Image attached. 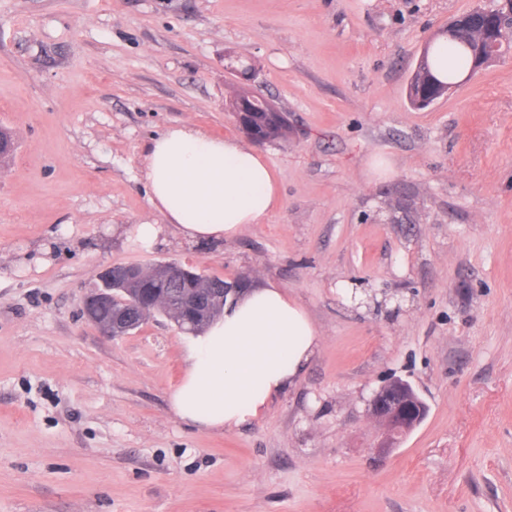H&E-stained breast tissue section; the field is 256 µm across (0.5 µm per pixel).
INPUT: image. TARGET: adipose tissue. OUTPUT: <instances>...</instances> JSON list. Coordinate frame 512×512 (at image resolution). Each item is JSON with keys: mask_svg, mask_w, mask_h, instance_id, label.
<instances>
[{"mask_svg": "<svg viewBox=\"0 0 512 512\" xmlns=\"http://www.w3.org/2000/svg\"><path fill=\"white\" fill-rule=\"evenodd\" d=\"M151 202L164 218L137 224L152 247L164 230L192 242L234 238L279 205L278 179L263 154L238 138L214 137L181 123L145 155ZM319 347L308 312L274 285L245 290L201 333L183 338L184 370L169 394L173 412L202 430L251 422L293 386Z\"/></svg>", "mask_w": 512, "mask_h": 512, "instance_id": "adipose-tissue-1", "label": "adipose tissue"}]
</instances>
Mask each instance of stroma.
<instances>
[{"mask_svg":"<svg viewBox=\"0 0 512 512\" xmlns=\"http://www.w3.org/2000/svg\"><path fill=\"white\" fill-rule=\"evenodd\" d=\"M481 0H0V512H512V50L429 107L424 49ZM253 64L251 76L237 62ZM244 87L278 208L221 243L159 224L141 170L182 122L240 135ZM285 288L319 349L257 420L173 413L183 333L82 314L115 264ZM425 420L387 456L373 390ZM253 93L247 91L244 88H240L236 94L234 95L233 99L230 100L229 108L231 111H235L240 103L244 101H248L250 96L253 97ZM261 98V97H260ZM264 101V106L260 111H254V109L248 104L243 103L239 109H237L235 112H233L236 122L239 124V126L245 131V134L256 143H265L266 140L262 139L259 135H256L254 137L251 136V126H252V116L253 114H257L255 112H261V116L265 118L266 114H271L272 120L268 119V123L265 126H256L258 130H262L265 133H267L270 136V141H274L281 138H286L288 135V122L283 112H281L282 117L278 115L279 112H276L269 102L263 98H261Z\"/></svg>","mask_w":512,"mask_h":512,"instance_id":"35a3bbf8","label":"stroma"}]
</instances>
